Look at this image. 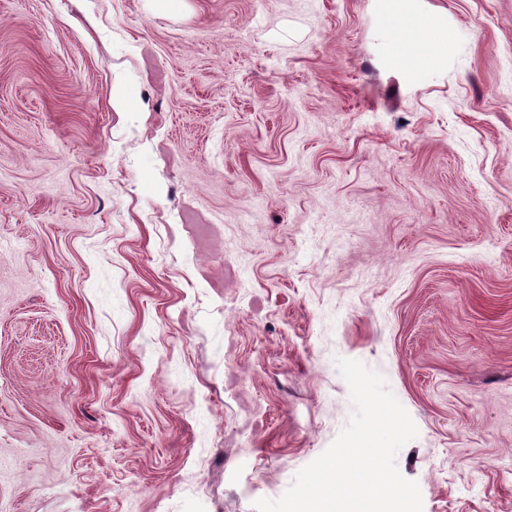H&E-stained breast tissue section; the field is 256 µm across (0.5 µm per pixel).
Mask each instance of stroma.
Masks as SVG:
<instances>
[{"instance_id":"stroma-1","label":"stroma","mask_w":512,"mask_h":512,"mask_svg":"<svg viewBox=\"0 0 512 512\" xmlns=\"http://www.w3.org/2000/svg\"><path fill=\"white\" fill-rule=\"evenodd\" d=\"M407 8L435 65L388 0H0V512H254L339 357L423 512H512V0ZM395 17L401 22L402 57L413 67L431 64L439 60L446 52L448 39L432 24L414 26L409 34H405L410 23L407 16L396 13Z\"/></svg>"}]
</instances>
